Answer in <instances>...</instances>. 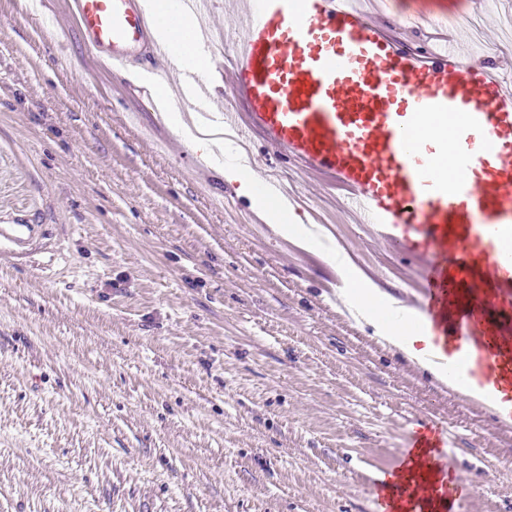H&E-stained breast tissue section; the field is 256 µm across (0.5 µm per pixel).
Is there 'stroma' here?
<instances>
[{
	"instance_id": "obj_1",
	"label": "stroma",
	"mask_w": 512,
	"mask_h": 512,
	"mask_svg": "<svg viewBox=\"0 0 512 512\" xmlns=\"http://www.w3.org/2000/svg\"><path fill=\"white\" fill-rule=\"evenodd\" d=\"M405 46L452 44L512 82V0H356ZM0 0V512H368L407 435L448 428L478 483L463 512H512V435L336 308L321 246L249 223L224 179L249 151L305 224L387 298L412 262L344 212V190L263 136L202 162L158 108L164 62L136 76L88 60L62 0L38 19ZM184 145L170 154L154 139ZM34 232L32 224H1L0 248L23 250L29 245Z\"/></svg>"
}]
</instances>
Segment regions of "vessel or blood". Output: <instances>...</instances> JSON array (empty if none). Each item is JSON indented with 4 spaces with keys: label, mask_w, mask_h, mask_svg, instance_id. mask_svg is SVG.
Masks as SVG:
<instances>
[{
    "label": "vessel or blood",
    "mask_w": 512,
    "mask_h": 512,
    "mask_svg": "<svg viewBox=\"0 0 512 512\" xmlns=\"http://www.w3.org/2000/svg\"><path fill=\"white\" fill-rule=\"evenodd\" d=\"M215 0H65L91 60L121 73L142 54L168 58L159 28L197 23L204 48L222 33ZM230 77L245 116L224 109L206 72L171 62L169 103L189 124L248 140L258 130L311 173L351 193L349 209L414 262L418 332L449 388H464L496 433L512 432V88L485 63L420 55L350 0H248ZM448 131L447 174L434 139ZM30 224H1L0 248L25 249ZM444 429L412 434L371 488L369 512H460L475 493L447 460Z\"/></svg>",
    "instance_id": "b4317fda"
}]
</instances>
